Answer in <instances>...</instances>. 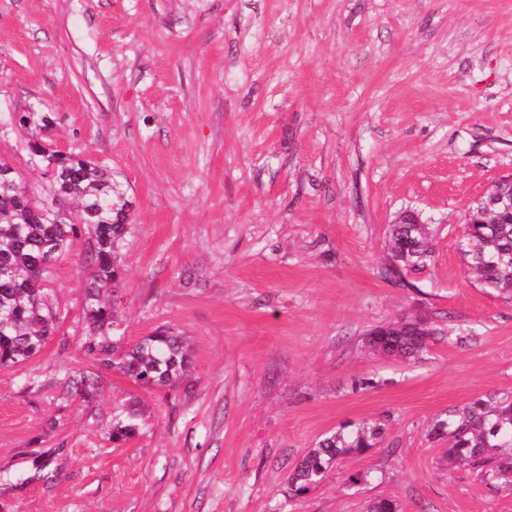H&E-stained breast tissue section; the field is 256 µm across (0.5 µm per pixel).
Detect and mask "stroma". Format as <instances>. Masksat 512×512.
I'll use <instances>...</instances> for the list:
<instances>
[{"mask_svg":"<svg viewBox=\"0 0 512 512\" xmlns=\"http://www.w3.org/2000/svg\"><path fill=\"white\" fill-rule=\"evenodd\" d=\"M29 110L133 203L117 335L169 327L194 359L166 392L88 354L74 239L46 283L58 330L0 367V512H512V488L429 436L512 391V299L472 283L458 247L468 203L512 175V0H0V158L41 195ZM407 209L433 254L398 279ZM418 317L438 334L416 360L363 346ZM78 373L93 402L69 392ZM135 399L148 424L113 443ZM366 420L378 447L285 496L306 450ZM48 448L54 475L33 478Z\"/></svg>","mask_w":512,"mask_h":512,"instance_id":"35a3bbf8","label":"stroma"}]
</instances>
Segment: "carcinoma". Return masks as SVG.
I'll use <instances>...</instances> for the list:
<instances>
[{
	"label": "carcinoma",
	"mask_w": 512,
	"mask_h": 512,
	"mask_svg": "<svg viewBox=\"0 0 512 512\" xmlns=\"http://www.w3.org/2000/svg\"><path fill=\"white\" fill-rule=\"evenodd\" d=\"M50 123L46 114L33 110L19 118L28 134V151L51 170L46 197L30 195L15 168L0 160V367L27 361L56 332L61 316L44 288L49 269L44 260L59 258L73 239L84 234L89 247L82 307L90 328L86 351L146 389H175L192 366L187 337L161 328L126 347L110 336L124 280L121 256L132 229V201L112 178V171L46 148L41 132ZM460 246L474 281L512 298V213L497 211L487 224L464 225ZM389 249L395 274L425 267L431 255L428 225H392ZM408 326L397 321L373 328L364 336V344L375 353L414 359L426 350L434 329L414 332ZM71 389L89 402L100 386L96 378L81 375L71 380ZM144 414L140 402L128 405L112 421V442L139 435ZM382 432L378 422L341 425L303 454L288 477V498H302L318 489L343 457L376 447ZM430 435L448 440V463L473 465L487 488L512 487L511 393L479 397L448 411L432 422Z\"/></svg>",
	"instance_id": "obj_1"
}]
</instances>
